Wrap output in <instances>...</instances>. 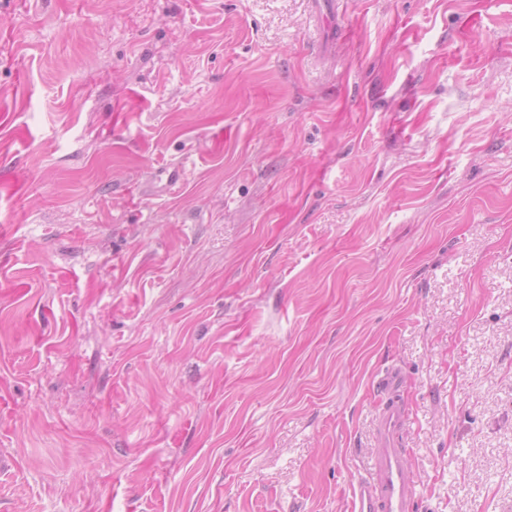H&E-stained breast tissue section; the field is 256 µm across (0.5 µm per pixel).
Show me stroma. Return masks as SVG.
<instances>
[{"label":"stroma","mask_w":512,"mask_h":512,"mask_svg":"<svg viewBox=\"0 0 512 512\" xmlns=\"http://www.w3.org/2000/svg\"><path fill=\"white\" fill-rule=\"evenodd\" d=\"M0 0V512H512V0ZM25 98H18L20 87ZM312 8L318 19L322 20L325 24L331 28L336 23L338 26V20L343 16L340 10L341 0H310ZM398 367L384 370L375 382L382 397L374 429V448L362 473L351 482L346 512H413L418 478L402 435L410 421L401 399Z\"/></svg>","instance_id":"35a3bbf8"}]
</instances>
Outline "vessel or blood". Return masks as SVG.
I'll use <instances>...</instances> for the list:
<instances>
[{
    "mask_svg": "<svg viewBox=\"0 0 512 512\" xmlns=\"http://www.w3.org/2000/svg\"><path fill=\"white\" fill-rule=\"evenodd\" d=\"M398 367L384 370L375 382L382 397L374 429V448L362 473L352 481L346 512H413L418 478L402 436L410 421L400 397Z\"/></svg>",
    "mask_w": 512,
    "mask_h": 512,
    "instance_id": "obj_1",
    "label": "vessel or blood"
}]
</instances>
